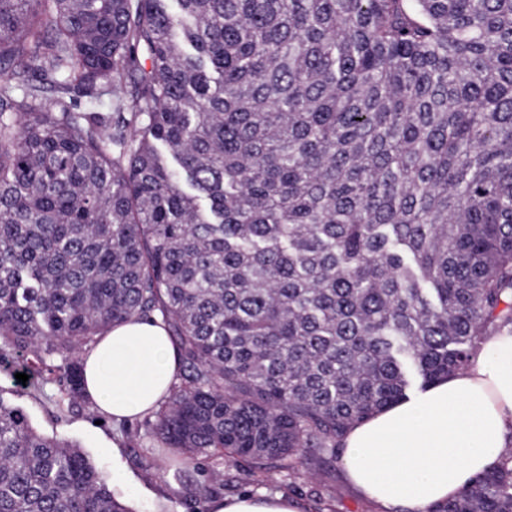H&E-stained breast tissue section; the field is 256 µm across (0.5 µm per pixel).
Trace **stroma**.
<instances>
[{
  "mask_svg": "<svg viewBox=\"0 0 512 512\" xmlns=\"http://www.w3.org/2000/svg\"><path fill=\"white\" fill-rule=\"evenodd\" d=\"M31 353L0 351V400L20 408L39 433L79 447L114 484L130 512H192L186 480L209 485V498L282 493L299 499L306 512H379L347 481L342 463L328 462L308 451L288 471L277 464L251 460L221 466L213 480L210 462L184 461L167 467L145 420L118 422L104 415L88 398H68L59 380L44 381L29 373ZM28 373L27 382L17 376Z\"/></svg>",
  "mask_w": 512,
  "mask_h": 512,
  "instance_id": "35a3bbf8",
  "label": "stroma"
}]
</instances>
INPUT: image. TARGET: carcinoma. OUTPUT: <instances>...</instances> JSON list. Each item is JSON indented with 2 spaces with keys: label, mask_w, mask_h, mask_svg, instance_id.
<instances>
[{
  "label": "carcinoma",
  "mask_w": 512,
  "mask_h": 512,
  "mask_svg": "<svg viewBox=\"0 0 512 512\" xmlns=\"http://www.w3.org/2000/svg\"><path fill=\"white\" fill-rule=\"evenodd\" d=\"M4 62L0 350L77 398L161 316L158 447L334 460L512 327V0H0ZM0 512L129 509L0 400ZM427 512H512V448Z\"/></svg>",
  "instance_id": "obj_1"
}]
</instances>
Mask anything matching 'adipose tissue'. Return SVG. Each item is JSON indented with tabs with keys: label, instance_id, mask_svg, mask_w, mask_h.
I'll return each instance as SVG.
<instances>
[{
	"label": "adipose tissue",
	"instance_id": "ef3b65f1",
	"mask_svg": "<svg viewBox=\"0 0 512 512\" xmlns=\"http://www.w3.org/2000/svg\"><path fill=\"white\" fill-rule=\"evenodd\" d=\"M180 355L161 320L112 327L83 355L87 394L136 419L178 381ZM512 446V330L487 336L467 370L354 425L343 439L349 482L383 512H427L457 495ZM210 512H302L282 495L213 500Z\"/></svg>",
	"mask_w": 512,
	"mask_h": 512
}]
</instances>
